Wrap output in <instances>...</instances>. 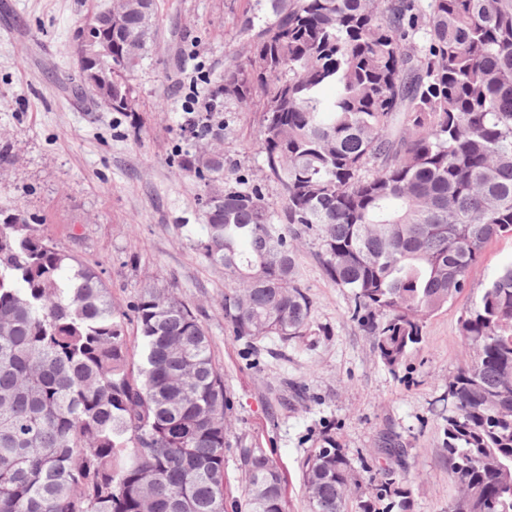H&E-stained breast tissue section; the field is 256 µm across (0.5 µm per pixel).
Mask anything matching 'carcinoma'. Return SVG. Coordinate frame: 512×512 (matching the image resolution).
<instances>
[{"mask_svg": "<svg viewBox=\"0 0 512 512\" xmlns=\"http://www.w3.org/2000/svg\"><path fill=\"white\" fill-rule=\"evenodd\" d=\"M274 21L214 95L266 96L257 145L276 183L228 185L217 149L179 165L207 179L206 258L224 266V322L259 342L307 333L295 241L319 242L352 319L396 371L427 319L468 288L486 243L512 234V0H266ZM156 24L130 18L104 57L112 110ZM327 87L336 96H323ZM99 99L91 73L71 86ZM134 326L140 353L130 352ZM475 353L448 383V512H512V264L459 317ZM228 399L211 340L169 288L125 310L96 269L0 210V512H224ZM236 512H287L276 461ZM309 512H379L330 439L302 463Z\"/></svg>", "mask_w": 512, "mask_h": 512, "instance_id": "obj_1", "label": "carcinoma"}]
</instances>
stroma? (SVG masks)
<instances>
[{"instance_id": "obj_1", "label": "stroma", "mask_w": 512, "mask_h": 512, "mask_svg": "<svg viewBox=\"0 0 512 512\" xmlns=\"http://www.w3.org/2000/svg\"><path fill=\"white\" fill-rule=\"evenodd\" d=\"M94 0H0V209L23 214L60 249L93 266L123 307L143 288H170L206 327L224 374L229 428L224 510L246 488L243 448H261L286 479L288 512H308L301 465L324 440L350 459L366 494L393 482L408 512H448L459 494L448 473L444 426L448 379L471 356L459 333L499 269L512 263V235L491 239L469 271V286L425 324L424 339L389 370L351 318V296L324 273L319 244L303 239L300 268L312 302L307 335L257 345L224 322V268L205 238L204 180L178 164L219 145L225 166L265 180L257 136L265 99L222 98L207 118L217 142L187 124L194 91L210 94L232 59L246 61L257 36L246 23L259 0H158L157 38L130 78L133 109L114 112L75 97L70 45ZM401 456L389 455L391 447Z\"/></svg>"}]
</instances>
